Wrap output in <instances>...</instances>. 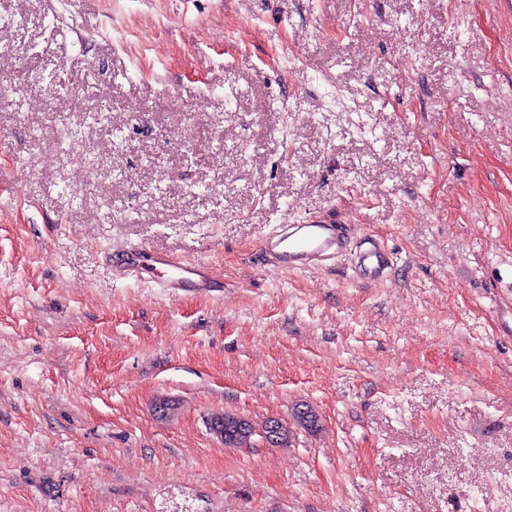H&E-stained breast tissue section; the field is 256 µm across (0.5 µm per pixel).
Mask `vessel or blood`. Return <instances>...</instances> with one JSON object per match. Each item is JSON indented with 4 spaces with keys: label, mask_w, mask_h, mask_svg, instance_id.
Here are the masks:
<instances>
[{
    "label": "vessel or blood",
    "mask_w": 512,
    "mask_h": 512,
    "mask_svg": "<svg viewBox=\"0 0 512 512\" xmlns=\"http://www.w3.org/2000/svg\"><path fill=\"white\" fill-rule=\"evenodd\" d=\"M341 227L324 221L294 224L264 238L260 250L267 263L284 270L319 266L335 258L342 247ZM356 265L366 281L385 279L390 267L387 251L379 243L360 252ZM117 276L148 277L166 293L206 294L216 281L207 265L186 263L161 252L141 248L130 250L124 262L113 270Z\"/></svg>",
    "instance_id": "obj_1"
}]
</instances>
